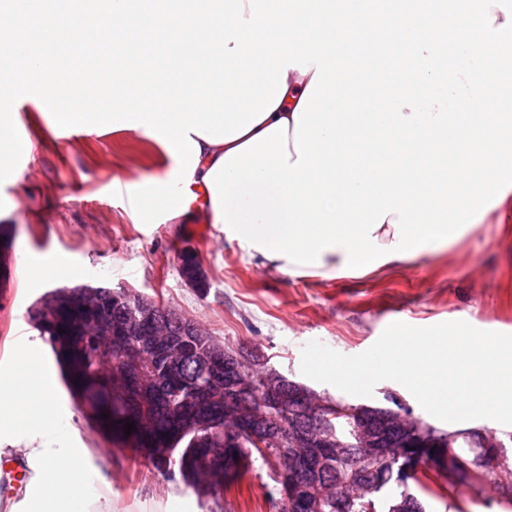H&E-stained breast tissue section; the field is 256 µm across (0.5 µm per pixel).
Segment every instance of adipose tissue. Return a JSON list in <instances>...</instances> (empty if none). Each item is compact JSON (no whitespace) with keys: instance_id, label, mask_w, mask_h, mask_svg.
<instances>
[{"instance_id":"adipose-tissue-1","label":"adipose tissue","mask_w":512,"mask_h":512,"mask_svg":"<svg viewBox=\"0 0 512 512\" xmlns=\"http://www.w3.org/2000/svg\"><path fill=\"white\" fill-rule=\"evenodd\" d=\"M335 0H0V50L24 55L61 126L136 130L170 160L135 214L206 220L289 273L378 271L444 251L512 195V0H396L385 76L341 57ZM449 24L451 39L429 35ZM112 47L105 75L62 84L61 58ZM0 379V434L31 470L9 512H107L90 449L48 447L71 424L36 344Z\"/></svg>"}]
</instances>
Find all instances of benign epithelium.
Wrapping results in <instances>:
<instances>
[{
	"instance_id": "1",
	"label": "benign epithelium",
	"mask_w": 512,
	"mask_h": 512,
	"mask_svg": "<svg viewBox=\"0 0 512 512\" xmlns=\"http://www.w3.org/2000/svg\"><path fill=\"white\" fill-rule=\"evenodd\" d=\"M184 279L193 288L208 286L206 271L198 259L186 268ZM118 310L123 312V319L114 321L112 313ZM91 327L111 337L118 347L117 356L133 369L118 398L133 404L142 415L154 406L143 378L159 377L158 365L171 364L173 354L209 372L208 386L185 399L194 407V426L210 429L208 411L214 394L223 397L224 409L238 415L237 427L224 434V452L216 455L210 448L200 449L202 464L216 477L209 487L215 497L224 494V481L238 477L240 467L235 455L244 439L262 450L279 447L288 452L289 467L277 470V492L280 501L297 512H321L334 493L326 480L335 462L342 458L354 457L358 467L379 474L391 463L394 452L403 448L406 464L400 477L406 487L417 476L416 461L426 455L454 483L471 482L476 472L497 460L499 443L492 433L437 429L415 417L395 394L389 396L388 406L353 405L327 396L317 397L313 390L281 374L271 375L257 387L241 376L237 365L224 360L223 350L212 347L203 353L194 347L196 338L204 335L201 326L179 313L166 312L158 303L132 290L114 291L112 298L99 302ZM256 394L273 406L288 399L292 409L288 423L273 422L252 408L251 398ZM340 416L350 418L357 443L335 439L330 421ZM461 440L478 449L477 454L463 457L455 452V445ZM353 447L361 452L353 454Z\"/></svg>"
}]
</instances>
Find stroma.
I'll return each instance as SVG.
<instances>
[{"label":"stroma","instance_id":"1","mask_svg":"<svg viewBox=\"0 0 512 512\" xmlns=\"http://www.w3.org/2000/svg\"><path fill=\"white\" fill-rule=\"evenodd\" d=\"M33 85L17 87L11 103L17 137L31 136L50 111L34 103ZM17 177L0 182V202L14 208L0 217V239L11 262L0 286V371L17 359L36 330L31 305L44 290L20 274L21 260L57 253L70 261L60 288L104 282L175 309L230 348L246 347L296 382L302 347L317 340L344 354L367 350L394 322L429 327L463 320L477 329L512 333V223L488 216L455 247L381 274L299 277L263 257H247L231 231L191 220L183 224L133 221L132 199L165 168L159 146L136 131L62 127L39 144L29 161L15 162ZM193 250L209 280L190 287L179 254ZM60 402L72 415L69 443L94 449L96 485L112 512H281L276 484L256 465L222 499L194 492L131 452L107 444L92 430L66 386ZM466 430L493 432L502 446L483 488L468 484L448 493L419 491L425 512H512V426L466 421Z\"/></svg>","mask_w":512,"mask_h":512}]
</instances>
